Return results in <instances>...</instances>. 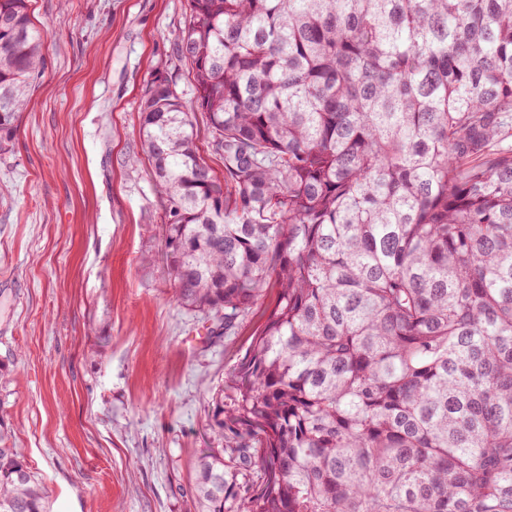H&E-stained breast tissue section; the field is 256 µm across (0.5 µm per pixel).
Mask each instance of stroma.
Segmentation results:
<instances>
[{
	"label": "stroma",
	"mask_w": 512,
	"mask_h": 512,
	"mask_svg": "<svg viewBox=\"0 0 512 512\" xmlns=\"http://www.w3.org/2000/svg\"><path fill=\"white\" fill-rule=\"evenodd\" d=\"M45 67L0 148V417L51 512H193L211 396L261 312L231 328L174 297L141 151L152 74L187 0H33Z\"/></svg>",
	"instance_id": "stroma-1"
}]
</instances>
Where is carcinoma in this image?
Masks as SVG:
<instances>
[{
	"mask_svg": "<svg viewBox=\"0 0 512 512\" xmlns=\"http://www.w3.org/2000/svg\"><path fill=\"white\" fill-rule=\"evenodd\" d=\"M31 2L0 0V144L45 64ZM187 4L192 99L156 72L139 129L168 274L226 328L276 297L212 396L222 447L180 495L195 512H512V0ZM7 441L0 422V512H47ZM256 464L264 486L239 495Z\"/></svg>",
	"mask_w": 512,
	"mask_h": 512,
	"instance_id": "cac0c4a2",
	"label": "carcinoma"
}]
</instances>
